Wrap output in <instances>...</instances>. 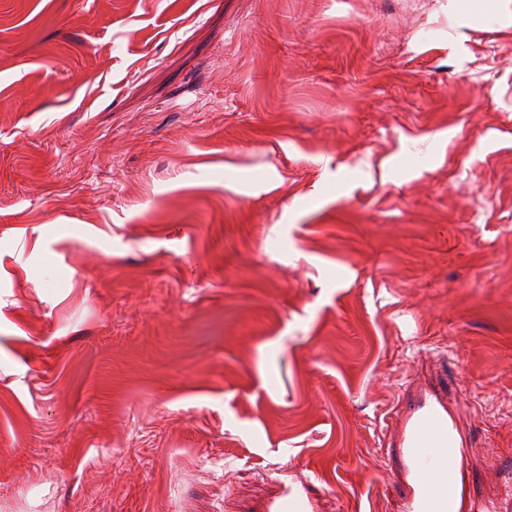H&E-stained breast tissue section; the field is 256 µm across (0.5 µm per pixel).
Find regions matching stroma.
Wrapping results in <instances>:
<instances>
[{
	"mask_svg": "<svg viewBox=\"0 0 512 512\" xmlns=\"http://www.w3.org/2000/svg\"><path fill=\"white\" fill-rule=\"evenodd\" d=\"M433 385L512 512V0H0V512H399Z\"/></svg>",
	"mask_w": 512,
	"mask_h": 512,
	"instance_id": "obj_1",
	"label": "stroma"
}]
</instances>
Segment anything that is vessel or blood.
I'll return each mask as SVG.
<instances>
[{"label":"vessel or blood","mask_w":512,"mask_h":512,"mask_svg":"<svg viewBox=\"0 0 512 512\" xmlns=\"http://www.w3.org/2000/svg\"><path fill=\"white\" fill-rule=\"evenodd\" d=\"M462 442L455 419L448 412L445 390L412 402L398 419L395 446L400 470L408 485L401 512H459L457 480L443 477L442 464H429L425 449H457Z\"/></svg>","instance_id":"1"}]
</instances>
